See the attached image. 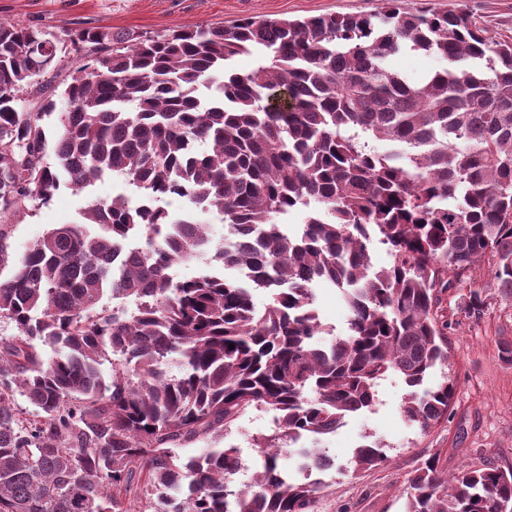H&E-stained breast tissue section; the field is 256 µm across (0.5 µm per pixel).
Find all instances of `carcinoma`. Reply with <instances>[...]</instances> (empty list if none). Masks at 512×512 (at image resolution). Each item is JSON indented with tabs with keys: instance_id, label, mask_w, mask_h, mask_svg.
Wrapping results in <instances>:
<instances>
[{
	"instance_id": "obj_1",
	"label": "carcinoma",
	"mask_w": 512,
	"mask_h": 512,
	"mask_svg": "<svg viewBox=\"0 0 512 512\" xmlns=\"http://www.w3.org/2000/svg\"><path fill=\"white\" fill-rule=\"evenodd\" d=\"M406 51L440 66L411 82L391 65ZM242 53L261 63L229 69ZM65 62L57 114L47 91ZM31 88L45 93L34 112ZM111 175L139 195L90 200L82 222L17 257L0 228V318L18 329L0 337V512H314L322 483L287 479L282 444L336 432L394 375L408 388L401 414L429 432L454 398L446 377L426 386L448 363L449 279L486 261L512 298V40L465 8L402 0L136 37L0 20V214ZM169 197L219 212L224 237L172 218ZM296 210L305 223L290 235L277 218ZM136 227L142 248L125 254ZM376 242L390 256L380 268ZM192 260L245 279L169 277ZM322 281L350 310L327 345ZM257 288L271 295L262 311ZM107 293L133 308H100ZM18 395L40 422L23 423ZM249 409L276 423L250 484L232 489L233 447L175 452L217 441ZM386 461L361 445L346 473ZM403 512H512V467L450 475L430 458L408 477Z\"/></svg>"
}]
</instances>
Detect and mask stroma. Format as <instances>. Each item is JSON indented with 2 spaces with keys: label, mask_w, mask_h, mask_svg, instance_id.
<instances>
[{
  "label": "stroma",
  "mask_w": 512,
  "mask_h": 512,
  "mask_svg": "<svg viewBox=\"0 0 512 512\" xmlns=\"http://www.w3.org/2000/svg\"><path fill=\"white\" fill-rule=\"evenodd\" d=\"M488 34L512 37V0H466ZM381 0H0V19L38 24L54 31L96 27L119 34H156L174 27L227 25L246 17L304 19L328 14H371ZM133 186L106 178L89 194L64 189L45 204L0 215V229L8 235L14 254H22L57 224L80 221L88 197L102 200L120 193L134 194ZM490 271L481 267L472 278L452 281L443 298L448 309L450 358L445 373L454 386L447 420L428 433H419L402 417L405 384L396 377L381 382L374 406L349 418L336 434L320 443L336 463L347 464L354 448L366 442L384 444L385 464L349 477L327 474L328 487L317 512H403L408 477L430 457L442 469L455 472L461 465L475 467L494 462L512 467V364L501 347L512 344V298L490 287ZM486 285L487 308L481 317L467 311L474 284ZM315 307L326 330L346 334L348 309L341 291L328 284L314 288ZM270 413L252 410L243 415L222 439L237 448L244 463L234 486L249 484L262 458L256 441L269 434Z\"/></svg>",
  "instance_id": "stroma-1"
}]
</instances>
